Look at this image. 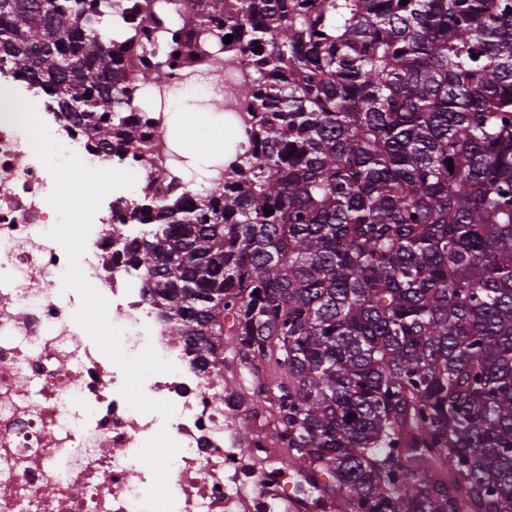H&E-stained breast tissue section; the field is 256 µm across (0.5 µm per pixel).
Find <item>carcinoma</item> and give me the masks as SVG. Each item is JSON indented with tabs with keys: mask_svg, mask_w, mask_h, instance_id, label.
I'll return each mask as SVG.
<instances>
[{
	"mask_svg": "<svg viewBox=\"0 0 512 512\" xmlns=\"http://www.w3.org/2000/svg\"><path fill=\"white\" fill-rule=\"evenodd\" d=\"M195 2L260 48L251 127L131 203L149 299L205 367L231 338L321 512H512V0ZM113 13L0 0V68L121 161Z\"/></svg>",
	"mask_w": 512,
	"mask_h": 512,
	"instance_id": "1",
	"label": "carcinoma"
}]
</instances>
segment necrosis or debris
Returning <instances> with one entry per match:
<instances>
[{"mask_svg":"<svg viewBox=\"0 0 512 512\" xmlns=\"http://www.w3.org/2000/svg\"><path fill=\"white\" fill-rule=\"evenodd\" d=\"M120 2L123 13L112 27L136 33L137 41L111 79L131 89L128 110L146 141L127 169L137 187L158 197L187 192L194 183L172 149L168 110L178 94L200 88L244 132L243 89L253 81L257 55L248 51L226 64L224 22L216 16L200 24L194 0ZM145 70L154 75L147 85L138 80ZM4 88L35 104L52 137L86 165L109 168L106 151L89 148L78 128L61 123L27 78L0 69ZM53 186L0 94V512H140L154 475L137 454L163 428L180 446L169 473L174 512H299L297 486L265 433L271 419L195 363L150 303L141 273L116 254L113 236L131 231L121 221L132 196L124 189L96 213L81 266L110 300L124 351L135 355L150 343L177 367L144 383L148 397L174 404L170 420L127 405L121 369L75 321L79 295L60 286L66 253L47 236L58 219L48 202ZM242 415L256 417L261 428L245 451L229 424Z\"/></svg>","mask_w":512,"mask_h":512,"instance_id":"1","label":"necrosis or debris"}]
</instances>
